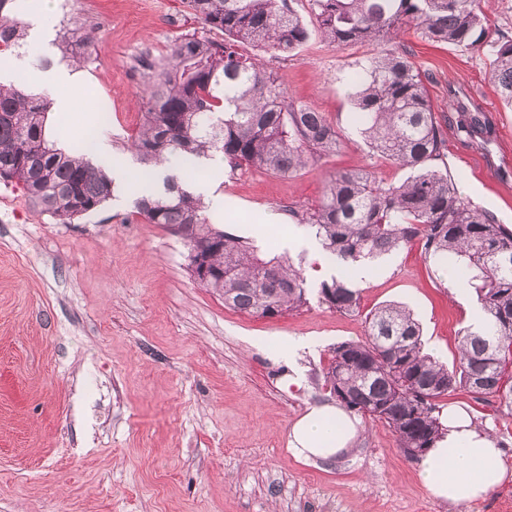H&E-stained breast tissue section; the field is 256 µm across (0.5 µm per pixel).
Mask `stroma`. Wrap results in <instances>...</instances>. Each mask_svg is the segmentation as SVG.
<instances>
[{"mask_svg":"<svg viewBox=\"0 0 512 512\" xmlns=\"http://www.w3.org/2000/svg\"><path fill=\"white\" fill-rule=\"evenodd\" d=\"M163 15L177 26L161 31ZM86 18L98 27L97 59L85 69L77 112L49 114L48 130L59 146L93 135L127 160L142 120L133 58L147 44L165 52L201 24L184 0H54L46 56L58 59L54 40ZM400 42L426 77L439 121L452 112L454 90L492 116L487 150L449 132L445 165L464 199L512 229V107L489 79L486 54L429 41L413 26ZM370 53L314 37L294 56L266 54L287 94L324 112L343 145L289 177L233 170L213 157L220 190L241 206L225 214L227 230L265 254L307 258L305 229L288 211L316 206L330 173L369 166L387 185L407 178L372 155L355 120L350 78ZM104 103L112 109L106 121ZM134 198L127 185L64 224L0 181V512H512V479L469 506L433 498L419 461L379 421L361 419L352 448L329 462L300 458L288 443L306 409L330 399L322 369L333 348L363 339L376 307L407 305L425 352L453 362L477 303L441 260L424 259L416 245L375 264L357 284L355 314L313 301L261 318L225 307L194 281L183 240L135 214ZM267 212L282 222L259 223ZM293 338L310 347L288 364L277 347ZM293 370L301 384L290 389ZM443 404L466 408L512 464V414L498 399L459 389Z\"/></svg>","mask_w":512,"mask_h":512,"instance_id":"1","label":"stroma"}]
</instances>
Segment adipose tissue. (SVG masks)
Segmentation results:
<instances>
[{"label":"adipose tissue","mask_w":512,"mask_h":512,"mask_svg":"<svg viewBox=\"0 0 512 512\" xmlns=\"http://www.w3.org/2000/svg\"><path fill=\"white\" fill-rule=\"evenodd\" d=\"M38 88L50 93L55 112L65 115L73 110L74 97L80 86L74 75L60 69H48L34 79ZM90 150L107 168L113 182H135L138 192H155L162 188L172 169L157 165L131 173L128 162L116 161L111 147L104 142L70 145V152ZM443 424L445 433L420 462V476L435 498L465 506L484 500L506 479L512 477L505 461V450L462 408H449ZM359 423L341 408L324 402L312 405L292 425L289 444L303 458L327 461L342 455L353 443Z\"/></svg>","instance_id":"ef3b65f1"}]
</instances>
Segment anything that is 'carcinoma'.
Wrapping results in <instances>:
<instances>
[{
    "mask_svg": "<svg viewBox=\"0 0 512 512\" xmlns=\"http://www.w3.org/2000/svg\"><path fill=\"white\" fill-rule=\"evenodd\" d=\"M14 0H0V54L24 45L27 26L13 16ZM186 0L203 28L221 39L185 34L144 63L143 122L131 151L147 166L168 162L194 168L221 155L229 166L276 176L295 175L336 153V124L314 107L287 96L283 77L263 57L241 48L288 55L312 33L338 49L369 45L360 65L353 105L361 135L373 154L415 170L399 185L380 183L368 168L331 174L317 208L291 211L336 264H372L414 243L425 257L447 254L469 270L468 286L484 313L479 330L459 332L457 362L448 366L423 351L422 330L403 305L386 304L366 315L362 341L336 346L323 368L324 385L348 412L385 423L397 447L430 448L443 434L439 401L463 388L499 398L512 410V230L472 205L439 168L447 136L427 96L425 77L400 47L402 27L414 23L425 38L484 49L489 74L512 106V37L492 33L482 0ZM91 21L75 25L73 40L55 43L62 59L82 68L94 47ZM51 100L0 83V180L19 185L42 211L70 223L113 196L105 168L82 154H66L45 133ZM449 119L464 140L485 148L490 119L456 103ZM148 224L179 235L191 251L203 249L214 270L200 285L224 306L276 318L309 303L304 261L263 256L248 239L216 227L202 199L166 178L152 197L134 200ZM317 300L329 309L359 311L360 293L343 276L320 282Z\"/></svg>",
    "mask_w": 512,
    "mask_h": 512,
    "instance_id": "1",
    "label": "carcinoma"
}]
</instances>
